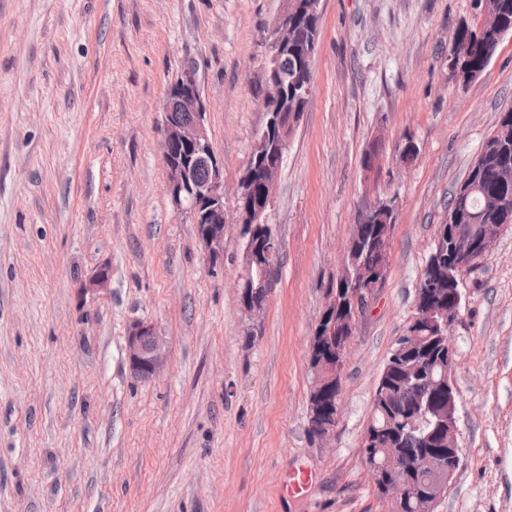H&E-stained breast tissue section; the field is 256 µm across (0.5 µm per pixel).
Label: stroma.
Wrapping results in <instances>:
<instances>
[{
	"instance_id": "obj_1",
	"label": "stroma",
	"mask_w": 512,
	"mask_h": 512,
	"mask_svg": "<svg viewBox=\"0 0 512 512\" xmlns=\"http://www.w3.org/2000/svg\"><path fill=\"white\" fill-rule=\"evenodd\" d=\"M282 8L0 0V512H386L360 452L373 396L448 202L512 107V34L463 86L448 53L477 22L472 0H320L312 93L266 216L280 267L253 324L233 190L266 121ZM187 62L224 163L214 266L164 191L161 107ZM386 201L390 267L322 444L308 430L311 336L353 224ZM102 265L109 288L85 292ZM461 288V461L436 512H512V224ZM136 320L169 341L150 381L127 359ZM300 468L308 488L286 495Z\"/></svg>"
}]
</instances>
